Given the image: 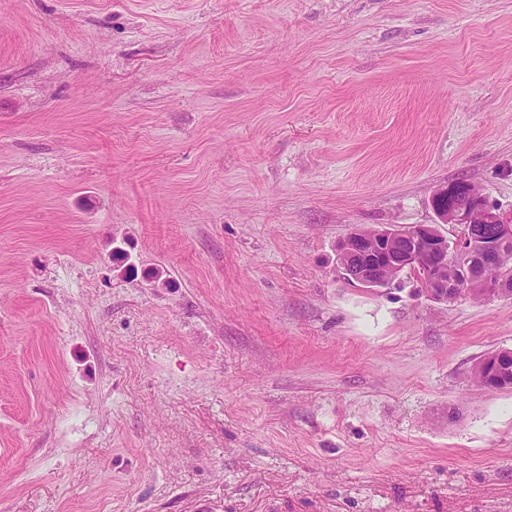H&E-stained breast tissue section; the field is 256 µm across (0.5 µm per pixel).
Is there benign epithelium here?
Segmentation results:
<instances>
[{"label":"benign epithelium","mask_w":512,"mask_h":512,"mask_svg":"<svg viewBox=\"0 0 512 512\" xmlns=\"http://www.w3.org/2000/svg\"><path fill=\"white\" fill-rule=\"evenodd\" d=\"M430 204L438 223L452 224L457 234L449 239L432 224H389L364 232L356 229L339 245L337 269L343 279L361 288L392 285L410 275L426 297L446 303L463 296L465 286L479 279L487 297L512 293L492 277L507 256L503 243L512 238V210L490 204L482 190L468 180L434 190ZM491 224L492 231H485ZM485 383L509 382L506 359L496 355L479 361Z\"/></svg>","instance_id":"obj_1"}]
</instances>
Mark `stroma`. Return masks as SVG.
I'll return each mask as SVG.
<instances>
[{"instance_id": "stroma-1", "label": "stroma", "mask_w": 512, "mask_h": 512, "mask_svg": "<svg viewBox=\"0 0 512 512\" xmlns=\"http://www.w3.org/2000/svg\"><path fill=\"white\" fill-rule=\"evenodd\" d=\"M512 208V0H0V512H512V296L337 272ZM510 352L511 349H502L496 356L486 357L476 365L484 366L485 383L488 386H499L510 382V377L507 375L509 371V368L506 366L507 357H500V353H508L509 357Z\"/></svg>"}]
</instances>
